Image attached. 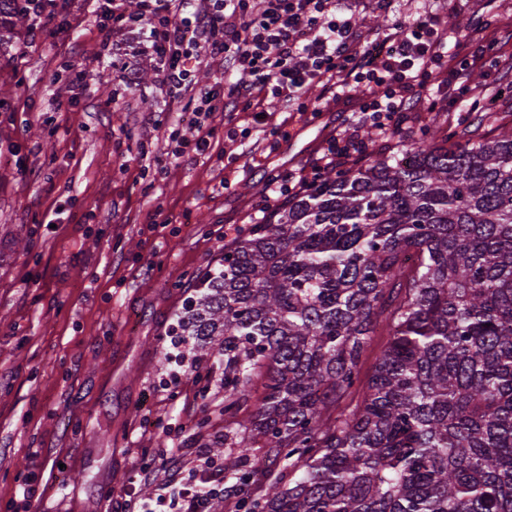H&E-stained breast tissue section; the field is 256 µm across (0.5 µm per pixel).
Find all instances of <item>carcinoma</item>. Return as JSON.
<instances>
[{
    "label": "carcinoma",
    "instance_id": "cac0c4a2",
    "mask_svg": "<svg viewBox=\"0 0 512 512\" xmlns=\"http://www.w3.org/2000/svg\"><path fill=\"white\" fill-rule=\"evenodd\" d=\"M31 20L0 0V45ZM376 147L224 246L181 318L224 357L244 512H512V127ZM389 340L361 404L376 328ZM299 467L252 497L254 449ZM388 338L389 337L387 336V333L381 329L376 330L372 336H368L360 362L362 383L358 387L357 392L352 395L347 400V402H349L352 398L355 402L362 400L366 390L365 384L367 383L369 377L372 375L377 359L379 358L381 351L384 349Z\"/></svg>",
    "mask_w": 512,
    "mask_h": 512
}]
</instances>
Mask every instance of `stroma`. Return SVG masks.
I'll list each match as a JSON object with an SVG mask.
<instances>
[{"mask_svg":"<svg viewBox=\"0 0 512 512\" xmlns=\"http://www.w3.org/2000/svg\"><path fill=\"white\" fill-rule=\"evenodd\" d=\"M454 5L339 0L368 49L428 11L483 28L455 60L463 88L433 84L410 112L417 133L488 112L512 124V0ZM99 24L96 0H75L55 35L32 30L0 52V512H151L158 483L199 479L196 449L224 437L222 371L177 321L227 228L260 222L266 177L298 173L368 93L338 100L314 84L306 111L263 102V125L215 112L209 151L175 163L170 134L192 104L145 78L156 60L140 31L116 34L106 56ZM74 68L88 74L78 98Z\"/></svg>","mask_w":512,"mask_h":512,"instance_id":"obj_1","label":"stroma"}]
</instances>
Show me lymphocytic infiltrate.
<instances>
[{
  "label": "lymphocytic infiltrate",
  "instance_id": "obj_1",
  "mask_svg": "<svg viewBox=\"0 0 512 512\" xmlns=\"http://www.w3.org/2000/svg\"><path fill=\"white\" fill-rule=\"evenodd\" d=\"M101 48H112L116 31L140 29L160 62L159 84L172 100L189 97L197 114L194 130L179 135L170 152L178 161L207 152L214 134L208 124L213 112L250 109L265 97L291 102L314 82L336 97L362 84L369 94L359 105L357 119L328 136L320 157L290 183L266 178L269 199L305 191L321 173L359 161L364 154L359 130L375 128L381 140L401 129L416 96L437 78L458 82L449 58L462 42H449L437 29L435 17L422 18L415 28H397L386 37V50L372 54L361 48V36L351 20L336 16V0H140L135 13L122 11L118 0H101ZM203 46L220 60L225 72H245L250 79L231 87H199L191 83L188 47ZM214 487L186 484L176 501L178 512H208L212 498H224L229 512L239 492L214 474Z\"/></svg>",
  "mask_w": 512,
  "mask_h": 512
}]
</instances>
